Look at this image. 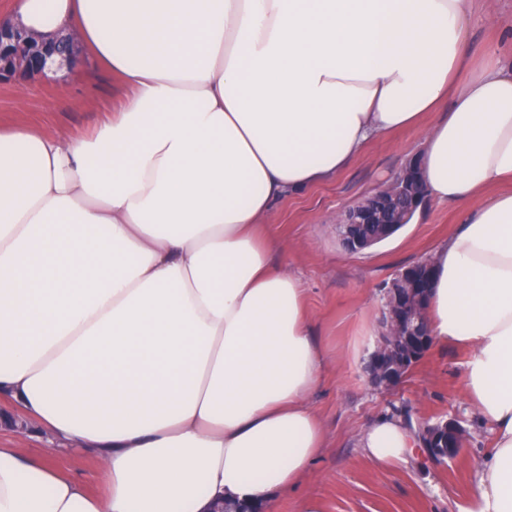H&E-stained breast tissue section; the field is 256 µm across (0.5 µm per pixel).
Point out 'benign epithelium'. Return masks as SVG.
Masks as SVG:
<instances>
[{"mask_svg": "<svg viewBox=\"0 0 512 512\" xmlns=\"http://www.w3.org/2000/svg\"><path fill=\"white\" fill-rule=\"evenodd\" d=\"M31 36L12 26L0 24V75L42 73L55 58L70 61L73 47L66 39L32 49ZM425 201L419 185L418 166L410 165L389 184L345 212L336 223L342 247L359 252L374 241L389 237ZM427 289L415 282L408 271L397 274L384 295L381 332L369 356L366 373L371 384L383 390L396 388L407 364L422 359L431 347L425 328L424 299ZM465 430L454 419L441 421L424 432L422 454L432 462H445L463 447Z\"/></svg>", "mask_w": 512, "mask_h": 512, "instance_id": "benign-epithelium-1", "label": "benign epithelium"}]
</instances>
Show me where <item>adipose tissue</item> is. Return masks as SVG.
Wrapping results in <instances>:
<instances>
[{
	"instance_id": "1",
	"label": "adipose tissue",
	"mask_w": 512,
	"mask_h": 512,
	"mask_svg": "<svg viewBox=\"0 0 512 512\" xmlns=\"http://www.w3.org/2000/svg\"><path fill=\"white\" fill-rule=\"evenodd\" d=\"M477 3L13 0L10 24L73 36L125 96L87 137L0 128V397L53 442L0 445V512L269 510L296 489L328 355L258 222L420 124L428 196L465 210L430 256L428 330L468 350L493 437L475 512H512V63L474 61ZM358 445L407 463L420 439L386 415ZM55 464L65 475L75 477L84 482L91 491L103 490V479L97 462L90 456H57Z\"/></svg>"
}]
</instances>
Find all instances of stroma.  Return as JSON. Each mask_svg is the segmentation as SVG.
Returning <instances> with one entry per match:
<instances>
[{
    "label": "stroma",
    "instance_id": "obj_1",
    "mask_svg": "<svg viewBox=\"0 0 512 512\" xmlns=\"http://www.w3.org/2000/svg\"><path fill=\"white\" fill-rule=\"evenodd\" d=\"M491 12L470 34L476 61L512 59V0H490ZM28 91L18 96L15 79L0 78V125L24 124L42 132L75 136L91 132L116 112L124 95L112 74L96 70L68 73L57 81L26 78ZM69 107L58 110V98ZM424 129L416 126L370 142L335 179L275 201L263 222L280 238L278 263L296 273L306 290L315 336L330 353L311 403L324 425L327 446L310 475L295 489L279 494L275 512H305L315 501L319 512H467L473 497L474 464L492 446L487 428L464 398L466 350L453 345L431 348L403 382L380 391L365 372L376 334L385 286L405 267L427 259L434 247L462 220L458 205L427 201L417 220L378 247L346 252L333 226L341 214L372 195L415 157ZM0 411L13 414L20 431H1L0 442L39 456L48 434L17 413L8 402ZM409 414L414 423L453 417L467 431V442L453 461L418 459L410 464L373 461L357 444L359 432L378 417Z\"/></svg>",
    "mask_w": 512,
    "mask_h": 512
}]
</instances>
